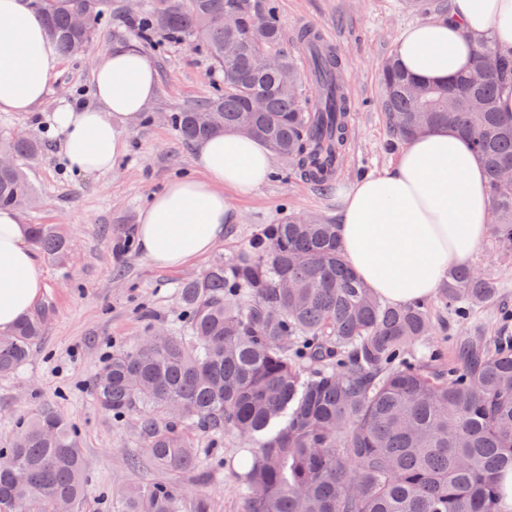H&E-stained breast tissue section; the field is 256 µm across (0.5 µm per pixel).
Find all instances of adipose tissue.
I'll return each instance as SVG.
<instances>
[{
	"instance_id": "1",
	"label": "adipose tissue",
	"mask_w": 512,
	"mask_h": 512,
	"mask_svg": "<svg viewBox=\"0 0 512 512\" xmlns=\"http://www.w3.org/2000/svg\"><path fill=\"white\" fill-rule=\"evenodd\" d=\"M492 43L512 55V0H451L446 15L406 27L396 43L419 80L445 84L467 70L473 52ZM59 58L27 0H0V112H30L44 99ZM96 107L60 104L51 120L69 169L81 176L112 170L127 136L155 92V72L131 45L104 53L94 72ZM196 174L153 192L135 229L141 254L173 269L207 256L233 223L225 190L255 192L272 158L258 138L233 130L200 140ZM491 202L484 165L452 128L410 139L389 170L341 192L337 217L343 256L374 293L394 304L430 297L448 267L466 263L486 237ZM43 288L21 213L0 209V332L27 316Z\"/></svg>"
}]
</instances>
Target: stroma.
<instances>
[{
    "label": "stroma",
    "mask_w": 512,
    "mask_h": 512,
    "mask_svg": "<svg viewBox=\"0 0 512 512\" xmlns=\"http://www.w3.org/2000/svg\"><path fill=\"white\" fill-rule=\"evenodd\" d=\"M146 0H109L108 22L96 29L88 50L61 58L59 72L39 107L31 112H0V135L28 131L45 143L28 163V175L40 201L26 209V224H62L75 250L67 262L39 255L44 288L33 313H45L46 333L28 363L18 372L0 375V448L10 441L17 421L50 406L78 432L89 489L80 512H118L116 497L133 483L167 481L186 502L205 491L210 512H244L242 494L224 468L243 439L227 432H197L199 464L211 475L198 486L187 475L154 469L134 471L127 459L141 454L138 419L112 417L97 403L93 384L112 353L133 347L152 327L180 324L177 285L208 266L202 258L177 269H160L144 258L137 245L118 251L130 240L139 213L151 193L168 180L195 172L194 147L185 143L165 119L167 112L210 94L221 82L200 46L186 42H146L133 31V19ZM284 43L296 49L301 28L325 31L335 38L340 74L350 101V136L342 163L328 189L286 172L275 159L269 180L252 195L231 196L237 213L227 225L213 256L246 247L264 225L286 213L336 216V196L356 179L390 169L399 151L392 148L382 108L380 67L393 54L404 28L423 21L403 0H278ZM115 44L135 45L156 72L153 99L133 125L128 148L116 166L95 177L72 173L61 154V136L49 116L61 100L84 106L95 103L92 75L99 55ZM471 267L491 274L501 288L494 300L470 320H456L431 296L434 328L423 346L446 349L458 335L495 336L512 329V254L504 255L493 236H486L473 254Z\"/></svg>",
    "instance_id": "35a3bbf8"
}]
</instances>
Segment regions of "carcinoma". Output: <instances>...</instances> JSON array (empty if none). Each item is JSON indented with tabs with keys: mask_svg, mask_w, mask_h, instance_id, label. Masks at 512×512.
Here are the masks:
<instances>
[{
	"mask_svg": "<svg viewBox=\"0 0 512 512\" xmlns=\"http://www.w3.org/2000/svg\"><path fill=\"white\" fill-rule=\"evenodd\" d=\"M105 0H32L64 57L90 44ZM263 18L259 32L254 16ZM136 36L196 42L220 68L224 90L167 116L187 143L226 129L256 136L288 173L328 184L349 137V100L340 61L298 35L312 90L284 47L275 0H151ZM479 83L447 85L409 75L397 57L382 67L383 110L403 141L452 127L468 139L489 176L492 235L512 251V115L498 111L500 80L512 61L490 43L471 70ZM42 151L31 134L0 138L13 165L0 170V207L38 203L26 162ZM35 249L61 262L71 240L62 224H31ZM494 278L451 267L440 298L460 321L496 295ZM182 325L115 352L97 376V403L139 417L143 452L132 470L193 474V432L246 440L230 469L245 512H504L498 474L512 470V336L453 341L419 350L431 329L428 300L393 305L348 268L337 224L290 212L242 250L214 259L178 285ZM45 334L41 314L0 334V375L24 366ZM87 478L72 424L40 408L0 448V512H76ZM122 512H185L177 488L129 487Z\"/></svg>",
	"mask_w": 512,
	"mask_h": 512,
	"instance_id": "carcinoma-1",
	"label": "carcinoma"
}]
</instances>
